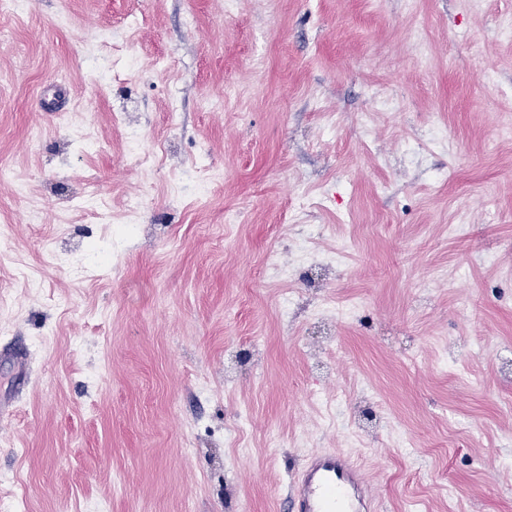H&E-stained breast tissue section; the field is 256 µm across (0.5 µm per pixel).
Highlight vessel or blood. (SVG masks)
I'll use <instances>...</instances> for the list:
<instances>
[{
  "label": "vessel or blood",
  "mask_w": 512,
  "mask_h": 512,
  "mask_svg": "<svg viewBox=\"0 0 512 512\" xmlns=\"http://www.w3.org/2000/svg\"><path fill=\"white\" fill-rule=\"evenodd\" d=\"M376 494L368 473L348 454L311 453L289 482V512H374Z\"/></svg>",
  "instance_id": "1"
}]
</instances>
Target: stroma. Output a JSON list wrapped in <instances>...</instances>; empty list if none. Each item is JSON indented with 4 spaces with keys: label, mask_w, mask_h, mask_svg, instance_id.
<instances>
[{
    "label": "stroma",
    "mask_w": 512,
    "mask_h": 512,
    "mask_svg": "<svg viewBox=\"0 0 512 512\" xmlns=\"http://www.w3.org/2000/svg\"><path fill=\"white\" fill-rule=\"evenodd\" d=\"M8 25L0 503L285 512L335 448L378 512H512V0H27ZM312 225L351 251L283 285L266 258Z\"/></svg>",
    "instance_id": "stroma-1"
}]
</instances>
